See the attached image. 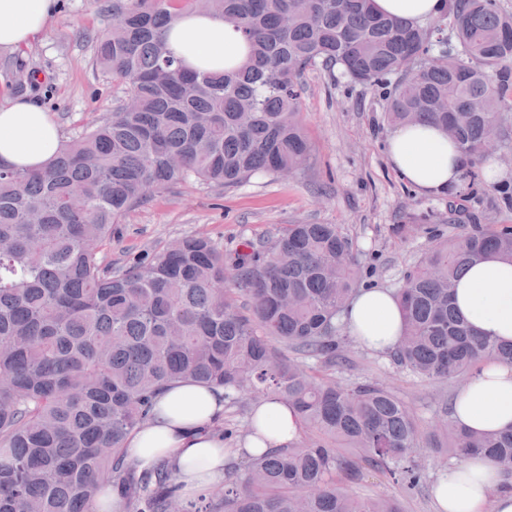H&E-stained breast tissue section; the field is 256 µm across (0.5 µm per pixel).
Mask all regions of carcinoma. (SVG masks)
<instances>
[{"instance_id":"1","label":"carcinoma","mask_w":512,"mask_h":512,"mask_svg":"<svg viewBox=\"0 0 512 512\" xmlns=\"http://www.w3.org/2000/svg\"><path fill=\"white\" fill-rule=\"evenodd\" d=\"M101 10L112 24L93 38L96 64L135 109L116 106L42 170L0 165V512H93L108 485L124 512H402L392 495L350 490L369 470L410 490L426 473L407 405L376 382L344 386L331 373L347 361L339 320L361 286L339 225L290 224L269 247L246 242L232 274L202 236L128 267L98 254L112 225L172 182L227 188L309 167L301 76L338 65L383 95L388 124L451 128L464 158V187L446 192L448 223L472 226L404 275L392 362L438 381L512 364V344L477 335L452 306L465 268L512 261V225L477 223L465 206L485 190L487 140H509L512 14L500 0H446L422 26L375 13L371 0H106ZM184 11L222 17L246 38L247 60L187 70L167 41ZM38 74L17 59L11 87L32 92ZM187 380L223 387L232 404L278 397L299 414V440L182 498L175 465L140 471L122 444L163 386ZM430 441L512 476V430L446 421Z\"/></svg>"}]
</instances>
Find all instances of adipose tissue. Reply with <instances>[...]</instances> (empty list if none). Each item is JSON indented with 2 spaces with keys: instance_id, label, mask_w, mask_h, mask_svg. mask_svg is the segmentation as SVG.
<instances>
[{
  "instance_id": "obj_1",
  "label": "adipose tissue",
  "mask_w": 512,
  "mask_h": 512,
  "mask_svg": "<svg viewBox=\"0 0 512 512\" xmlns=\"http://www.w3.org/2000/svg\"><path fill=\"white\" fill-rule=\"evenodd\" d=\"M378 13L422 25L439 15L443 0H373ZM58 10V0H0V49L34 41ZM168 39L190 69L211 71L225 60L244 63L247 41L214 15L181 14ZM60 131L37 100L14 98L0 106V162L19 169L45 167L55 156ZM389 161L413 190L436 195L461 184L463 159L447 133L433 123L406 124L388 135ZM457 311L484 336L512 342V262L489 258L467 269L453 294ZM343 322L363 348L389 354L402 335L403 316L395 291L368 287L351 300ZM223 388L185 381L162 388L148 418L126 438L127 462L141 468L164 460L178 465L182 495L224 482L240 454L286 447L300 435V419L287 403L269 396L252 408L255 434L242 446L224 439ZM453 421L472 431L512 429V366L492 363L465 381L452 404ZM440 512H512V478L489 460L474 457L448 468L435 484Z\"/></svg>"
}]
</instances>
